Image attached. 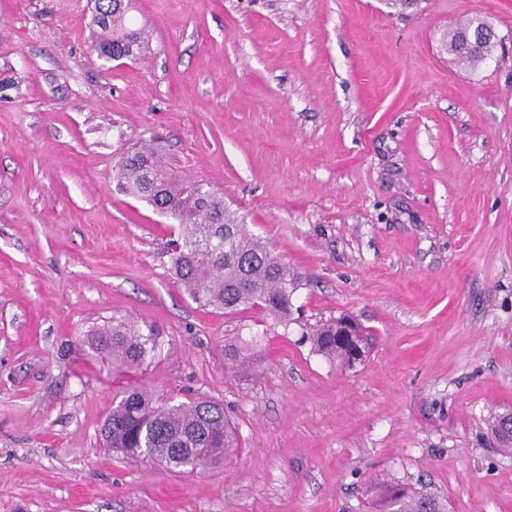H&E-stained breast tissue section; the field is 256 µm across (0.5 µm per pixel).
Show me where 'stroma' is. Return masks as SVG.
Masks as SVG:
<instances>
[{
  "label": "stroma",
  "instance_id": "1",
  "mask_svg": "<svg viewBox=\"0 0 512 512\" xmlns=\"http://www.w3.org/2000/svg\"><path fill=\"white\" fill-rule=\"evenodd\" d=\"M132 3L120 65L94 0H0V512H362L373 481L512 512V0ZM475 17L504 48L473 71L443 40ZM136 144L295 268L288 323L179 287L171 218L116 186ZM344 313L374 337L346 371L303 337ZM115 318L160 333L131 383L223 403L224 467L103 448L117 384L82 340ZM103 2L104 11L91 17L94 30V47L100 56L139 57L149 47V31L146 27L132 26L128 15L132 1L119 7L118 0H97Z\"/></svg>",
  "mask_w": 512,
  "mask_h": 512
}]
</instances>
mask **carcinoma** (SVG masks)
<instances>
[{
	"label": "carcinoma",
	"mask_w": 512,
	"mask_h": 512,
	"mask_svg": "<svg viewBox=\"0 0 512 512\" xmlns=\"http://www.w3.org/2000/svg\"><path fill=\"white\" fill-rule=\"evenodd\" d=\"M103 9L92 15L94 47L103 57H139L149 47L146 27L128 21L132 2L101 0ZM471 20L448 34V54L473 62L477 69L494 54L497 43L474 42ZM147 157L150 168L138 163ZM123 192L146 200L155 210L178 224L177 249L172 251L171 272L190 297L203 307L232 315L261 309L286 321L299 284L294 268L258 236L248 233L224 206V197L206 184L172 173L162 155L141 147L115 165ZM338 319L317 325L311 332L313 350L347 368V357L336 343ZM90 357L107 364L114 378L139 372L158 347L152 326L114 320L87 333ZM253 347L236 348L231 354L234 369L250 366ZM103 447L126 459L157 460L170 470L219 467L238 448L235 430L224 405L209 398H191L178 404L163 400L142 386L116 392L112 409L101 427ZM367 512H446L437 495L425 489L379 483L366 491Z\"/></svg>",
	"instance_id": "1"
}]
</instances>
